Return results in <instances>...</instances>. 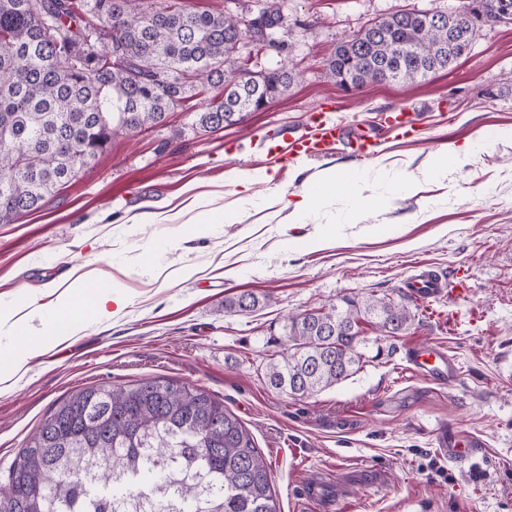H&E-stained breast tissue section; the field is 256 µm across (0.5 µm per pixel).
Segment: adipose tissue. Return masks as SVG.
Masks as SVG:
<instances>
[{"label": "adipose tissue", "instance_id": "ef3b65f1", "mask_svg": "<svg viewBox=\"0 0 512 512\" xmlns=\"http://www.w3.org/2000/svg\"><path fill=\"white\" fill-rule=\"evenodd\" d=\"M129 302L120 285L106 284L93 273L80 272L47 301L31 295L8 306L0 305V329H8L12 336L11 345L0 346V376L15 375L30 358L78 335L86 322L108 321L115 310L125 308ZM28 308L42 318L41 327L33 332L19 318L20 311Z\"/></svg>", "mask_w": 512, "mask_h": 512}]
</instances>
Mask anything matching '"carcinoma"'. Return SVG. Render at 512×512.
<instances>
[{
    "mask_svg": "<svg viewBox=\"0 0 512 512\" xmlns=\"http://www.w3.org/2000/svg\"><path fill=\"white\" fill-rule=\"evenodd\" d=\"M512 0H463L440 23L402 11L341 42L326 63L339 84L414 82L450 69L474 33ZM238 18L187 12L173 0H0V224L40 209L45 197L102 154L119 133L161 122L193 86L221 89L200 124L219 130L277 98L282 68L237 63L245 38L269 35L281 14ZM459 42L450 44L448 33ZM253 293L224 299L249 315ZM408 306L344 297L288 317L283 352L265 369L296 397L362 368L360 325L409 329ZM0 512H280L266 461L239 418L206 390L171 379L92 385L52 409L0 483Z\"/></svg>",
    "mask_w": 512,
    "mask_h": 512,
    "instance_id": "cac0c4a2",
    "label": "carcinoma"
}]
</instances>
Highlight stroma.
<instances>
[{
  "label": "stroma",
  "mask_w": 512,
  "mask_h": 512,
  "mask_svg": "<svg viewBox=\"0 0 512 512\" xmlns=\"http://www.w3.org/2000/svg\"><path fill=\"white\" fill-rule=\"evenodd\" d=\"M188 10L250 18L272 7L290 54L269 51L252 70L288 66L286 95L218 131L199 117L216 90L193 89L184 108L130 135L47 196L37 212L0 224V303L63 285L77 266L114 278L132 298L66 349L32 359L0 391V479L59 401L91 385L180 380L235 413L267 462L282 512H512V23L477 30L450 71L348 92L326 62L368 24L397 12L445 11L461 0H180ZM414 113L417 132H387L379 153L348 150L273 170L268 154L312 114L379 128ZM471 144L465 164L431 174L434 156ZM343 172L353 210L337 195L303 220L280 196L319 189ZM273 181H266V173ZM251 197L239 202L242 179ZM412 181V191L401 189ZM201 196L224 221L187 235ZM179 207L173 220L150 213ZM460 281L463 294L411 302L412 326L393 336L361 326L357 373L309 398L270 386L267 363L289 315L349 296L397 298L421 271ZM271 300L228 315L225 298ZM437 346L457 362L453 381L413 372L409 349ZM474 437L468 463L440 453V431Z\"/></svg>",
  "instance_id": "obj_1"
}]
</instances>
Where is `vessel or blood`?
Here are the masks:
<instances>
[{"mask_svg":"<svg viewBox=\"0 0 512 512\" xmlns=\"http://www.w3.org/2000/svg\"><path fill=\"white\" fill-rule=\"evenodd\" d=\"M339 144L346 145L355 155L371 157L377 151L379 139L376 134L362 129L349 133L338 124L318 119L311 121L300 136L278 146L270 161L283 167L300 157H318ZM407 358L413 366L436 381L452 379L456 372L452 359L437 349L417 347L410 350Z\"/></svg>","mask_w":512,"mask_h":512,"instance_id":"1","label":"vessel or blood"}]
</instances>
